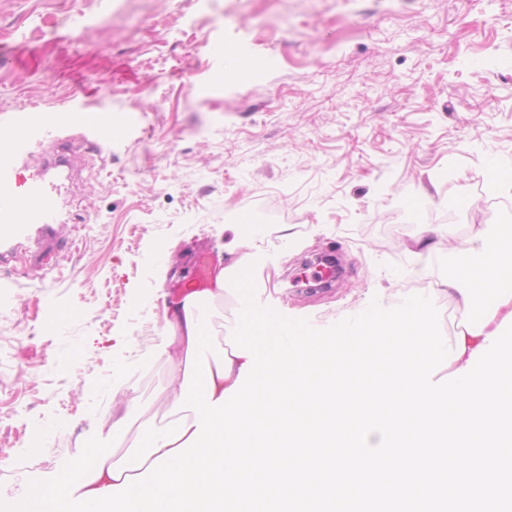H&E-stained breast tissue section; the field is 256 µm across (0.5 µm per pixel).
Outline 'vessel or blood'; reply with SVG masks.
<instances>
[{
  "label": "vessel or blood",
  "mask_w": 512,
  "mask_h": 512,
  "mask_svg": "<svg viewBox=\"0 0 512 512\" xmlns=\"http://www.w3.org/2000/svg\"><path fill=\"white\" fill-rule=\"evenodd\" d=\"M15 120L27 128L28 135L17 141L11 157L0 161V265L8 263L16 248L28 240L32 227L49 231L63 221L62 211L51 202L53 184L27 178L17 166L18 159L25 157L31 143L40 141L47 127L34 112L19 113ZM217 262L218 256L210 247H201L193 277L172 287L171 300L207 288Z\"/></svg>",
  "instance_id": "obj_1"
}]
</instances>
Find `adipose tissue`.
<instances>
[{
    "instance_id": "adipose-tissue-1",
    "label": "adipose tissue",
    "mask_w": 512,
    "mask_h": 512,
    "mask_svg": "<svg viewBox=\"0 0 512 512\" xmlns=\"http://www.w3.org/2000/svg\"><path fill=\"white\" fill-rule=\"evenodd\" d=\"M436 236L435 229L424 228L417 241L422 253L435 257L444 249L465 253L464 264L451 270L442 285L444 293L451 295L457 306L469 315L462 326L464 346L469 353L482 345L487 335L495 332L502 320L512 314V229L501 227L490 236L477 226L467 240L445 248ZM164 330L159 351L167 354L176 365H184L189 333L184 302H176L167 310ZM109 465V460L103 458L91 465L67 469L56 486L38 499L37 512H64L67 491L86 492L113 485Z\"/></svg>"
}]
</instances>
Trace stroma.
Listing matches in <instances>:
<instances>
[{
  "label": "stroma",
  "instance_id": "35a3bbf8",
  "mask_svg": "<svg viewBox=\"0 0 512 512\" xmlns=\"http://www.w3.org/2000/svg\"><path fill=\"white\" fill-rule=\"evenodd\" d=\"M23 108L53 128L24 174L56 181L67 222L0 266V472L49 461L0 512L168 425L154 348L201 242L227 265L258 225L255 299L278 314L326 328L418 281L453 337L468 315L416 241L505 220L512 188L490 191L488 161L512 164V0H0V135ZM60 154L73 180L45 172ZM323 255L341 278L298 285Z\"/></svg>",
  "mask_w": 512,
  "mask_h": 512
}]
</instances>
